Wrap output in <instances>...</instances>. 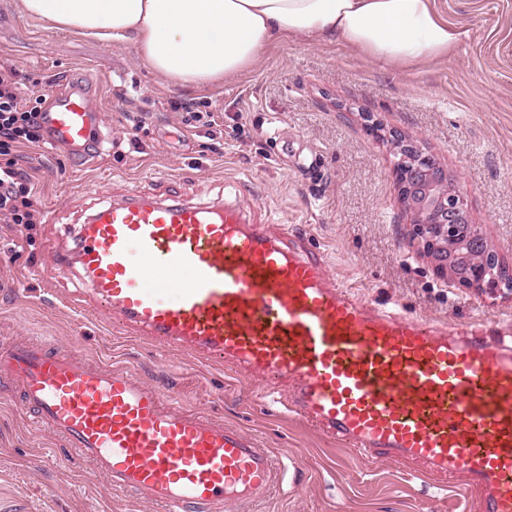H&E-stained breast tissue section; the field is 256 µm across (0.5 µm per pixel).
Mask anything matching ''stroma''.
<instances>
[{"label":"stroma","mask_w":512,"mask_h":512,"mask_svg":"<svg viewBox=\"0 0 512 512\" xmlns=\"http://www.w3.org/2000/svg\"><path fill=\"white\" fill-rule=\"evenodd\" d=\"M16 2L0 0V65L18 69L28 102L91 69L109 148L78 166L63 145L20 148L38 213L25 230L0 223V338L127 365L259 437L302 480H284L252 512H475L459 481L359 460L259 400L260 375L243 378L111 330L59 274L50 246L94 203L131 190H172L201 204L225 198L308 232L328 254L330 279L354 283L373 306L512 327V295L437 275L399 199L390 140L401 133L456 176L474 222L512 267V0H437L463 33L443 58L396 66L297 36L258 67L201 88L159 78L134 43L49 26ZM18 397L0 383V512H160L113 493L16 409Z\"/></svg>","instance_id":"stroma-1"}]
</instances>
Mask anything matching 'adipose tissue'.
Instances as JSON below:
<instances>
[{"label": "adipose tissue", "mask_w": 512, "mask_h": 512, "mask_svg": "<svg viewBox=\"0 0 512 512\" xmlns=\"http://www.w3.org/2000/svg\"><path fill=\"white\" fill-rule=\"evenodd\" d=\"M19 9L103 41H133L156 75L182 86L234 78L293 35L400 63L447 55L462 37L436 0H19Z\"/></svg>", "instance_id": "1"}]
</instances>
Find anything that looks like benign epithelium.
Returning a JSON list of instances; mask_svg holds the SVG:
<instances>
[{
	"label": "benign epithelium",
	"mask_w": 512,
	"mask_h": 512,
	"mask_svg": "<svg viewBox=\"0 0 512 512\" xmlns=\"http://www.w3.org/2000/svg\"><path fill=\"white\" fill-rule=\"evenodd\" d=\"M394 148L405 154L406 166L398 174V194L410 215L411 223L439 225L440 236L428 240L429 256L436 271L446 275L456 284L481 291L497 289L498 283L486 280V270L475 268L467 280L461 282L450 269L454 245L452 234L457 224L473 223L464 197L460 194L456 180L433 158L423 154L414 144L392 137Z\"/></svg>",
	"instance_id": "1"
}]
</instances>
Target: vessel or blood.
I'll use <instances>...</instances> for the list:
<instances>
[{
    "label": "vessel or blood",
    "mask_w": 512,
    "mask_h": 512,
    "mask_svg": "<svg viewBox=\"0 0 512 512\" xmlns=\"http://www.w3.org/2000/svg\"><path fill=\"white\" fill-rule=\"evenodd\" d=\"M93 77L51 94L46 139L75 162L103 149ZM59 270L131 336L188 351L237 375L361 460L425 477L458 473L478 512H512V343L379 309L329 281L310 236L237 204L128 192L91 207ZM113 491L165 512H227L282 479L271 449L185 407L123 367L19 338L0 341V381Z\"/></svg>",
    "instance_id": "vessel-or-blood-1"
}]
</instances>
